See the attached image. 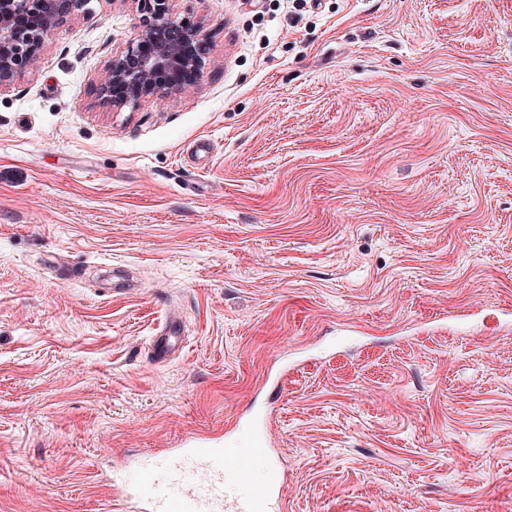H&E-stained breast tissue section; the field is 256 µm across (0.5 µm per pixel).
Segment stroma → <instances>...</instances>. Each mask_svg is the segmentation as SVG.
Masks as SVG:
<instances>
[{"mask_svg":"<svg viewBox=\"0 0 512 512\" xmlns=\"http://www.w3.org/2000/svg\"><path fill=\"white\" fill-rule=\"evenodd\" d=\"M289 7L173 0L199 68L132 107L90 0L0 91V512L252 428L281 512H512V0ZM164 324L165 333L162 336H156L153 340L154 347L159 353H166L177 347L181 339L180 326L176 320L166 317Z\"/></svg>","mask_w":512,"mask_h":512,"instance_id":"1","label":"stroma"}]
</instances>
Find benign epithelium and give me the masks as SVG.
Segmentation results:
<instances>
[{
  "mask_svg": "<svg viewBox=\"0 0 512 512\" xmlns=\"http://www.w3.org/2000/svg\"><path fill=\"white\" fill-rule=\"evenodd\" d=\"M143 4L144 17L130 39L126 54L113 57L103 78L102 93L109 85L123 83L127 96L118 106L136 105L144 97L165 88L164 75L172 70L192 71L198 59L191 43L202 38L198 29L186 32L182 42L162 37L166 29L180 25L171 12L170 0H137ZM59 0H0V88L21 75L34 51L59 24ZM30 19L25 29L14 26V18Z\"/></svg>",
  "mask_w": 512,
  "mask_h": 512,
  "instance_id": "benign-epithelium-1",
  "label": "benign epithelium"
}]
</instances>
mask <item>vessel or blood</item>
Instances as JSON below:
<instances>
[{
    "label": "vessel or blood",
    "mask_w": 512,
    "mask_h": 512,
    "mask_svg": "<svg viewBox=\"0 0 512 512\" xmlns=\"http://www.w3.org/2000/svg\"><path fill=\"white\" fill-rule=\"evenodd\" d=\"M179 342V324L166 319L164 334L153 340L155 349L165 353ZM264 448L259 436L242 451L193 441L185 453L139 465L126 484L138 512H274L281 482L259 490L249 477Z\"/></svg>",
    "instance_id": "1"
}]
</instances>
